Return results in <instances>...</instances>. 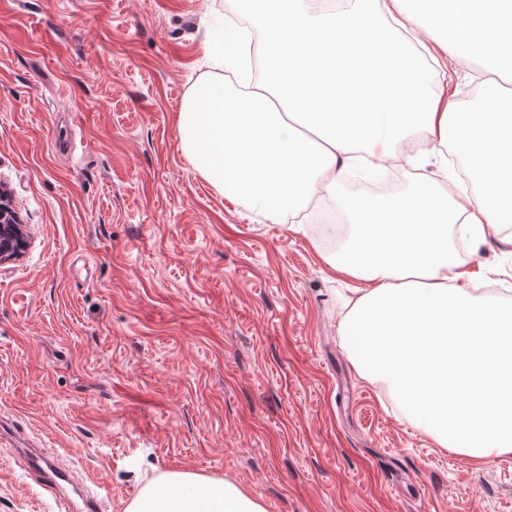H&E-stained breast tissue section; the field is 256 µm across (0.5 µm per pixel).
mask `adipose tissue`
Returning a JSON list of instances; mask_svg holds the SVG:
<instances>
[{
	"instance_id": "adipose-tissue-1",
	"label": "adipose tissue",
	"mask_w": 512,
	"mask_h": 512,
	"mask_svg": "<svg viewBox=\"0 0 512 512\" xmlns=\"http://www.w3.org/2000/svg\"><path fill=\"white\" fill-rule=\"evenodd\" d=\"M423 0H275L254 10L270 61L263 84L217 75L180 113L184 148L220 192L270 217L335 197L348 170L408 167L449 152L469 180L426 181L399 195L345 200L351 226L329 266L360 281L341 343L441 448L474 460L512 452V302L487 298L448 237L480 242L512 224V0H436L440 42L477 71L473 102L441 103L434 73L405 70ZM365 330L353 333L354 326ZM125 512H265L229 479L171 473Z\"/></svg>"
}]
</instances>
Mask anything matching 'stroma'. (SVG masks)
Returning <instances> with one entry per match:
<instances>
[{
    "label": "stroma",
    "mask_w": 512,
    "mask_h": 512,
    "mask_svg": "<svg viewBox=\"0 0 512 512\" xmlns=\"http://www.w3.org/2000/svg\"><path fill=\"white\" fill-rule=\"evenodd\" d=\"M239 0L0 9V186L29 234L0 265V426L124 512L169 472L266 512H512V454L438 448L341 346L350 280L316 225L216 191L179 114ZM512 289V230L466 248ZM0 512H65L0 435Z\"/></svg>",
    "instance_id": "obj_1"
}]
</instances>
